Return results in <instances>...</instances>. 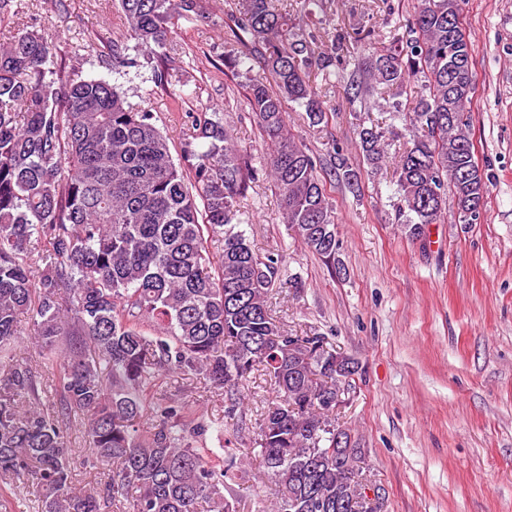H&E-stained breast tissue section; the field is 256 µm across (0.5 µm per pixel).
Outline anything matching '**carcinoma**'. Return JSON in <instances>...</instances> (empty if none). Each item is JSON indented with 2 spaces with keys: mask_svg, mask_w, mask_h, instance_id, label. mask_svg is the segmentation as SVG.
Instances as JSON below:
<instances>
[{
  "mask_svg": "<svg viewBox=\"0 0 512 512\" xmlns=\"http://www.w3.org/2000/svg\"><path fill=\"white\" fill-rule=\"evenodd\" d=\"M131 39L165 45L181 18L199 14V0H119ZM224 74L258 65L246 106L268 152L256 158L234 141L214 112L193 114L175 165L167 136L146 111L135 112L117 86L84 79L56 65L53 38L27 31L0 44V480H34L39 512L226 510L227 481L242 479L229 449L198 445L228 423L195 419L180 398L154 400L171 372L203 375L217 390H235L262 369L282 397L261 424L263 467L278 487L258 512H369L358 500L362 449L336 425L337 395L354 362L322 336H292L273 319L269 288L281 258L259 256L233 223L238 200L262 169L281 201L285 223L306 248L342 269L331 192L341 183L360 191V176L336 144L322 176L307 145L288 127L285 105L306 112L309 125L328 123L332 109L309 79H347L352 101L362 77L401 96L413 91L415 132L394 168L395 223L424 240L453 197L459 218L474 195L488 193L470 136L475 90L473 55L462 27L461 0H411L408 24L385 53L348 69L340 47L302 38L299 22L275 0H238L230 15ZM172 57L153 67L169 88ZM378 126L359 131L364 162H385ZM48 261L31 280L33 240ZM31 316L46 385L18 363V318ZM152 427L138 430L147 410ZM86 421L92 458L112 465L95 487L73 484L66 424Z\"/></svg>",
  "mask_w": 512,
  "mask_h": 512,
  "instance_id": "carcinoma-1",
  "label": "carcinoma"
}]
</instances>
